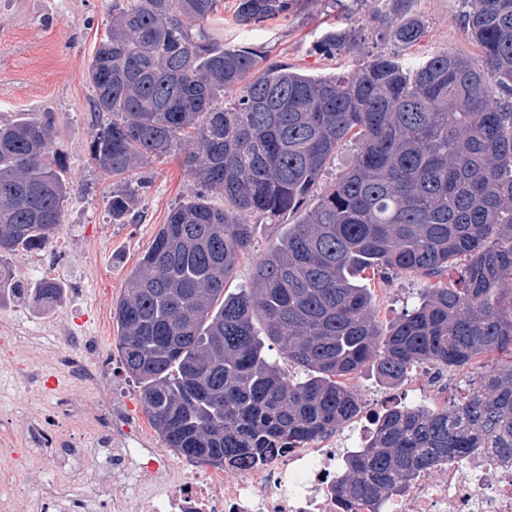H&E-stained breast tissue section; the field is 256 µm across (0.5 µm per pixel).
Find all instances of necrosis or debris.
Here are the masks:
<instances>
[{"label":"necrosis or debris","instance_id":"necrosis-or-debris-1","mask_svg":"<svg viewBox=\"0 0 512 512\" xmlns=\"http://www.w3.org/2000/svg\"><path fill=\"white\" fill-rule=\"evenodd\" d=\"M28 391L52 397L49 433L43 420L0 422V512H374L367 499L336 495L340 464L354 452L341 434L225 475L223 469L170 460L162 449L128 445L124 428H111V403L72 405L69 391L86 385L110 391L109 371L73 347L21 363ZM52 466L57 478L31 476ZM445 477L414 472L407 489L381 512H512V461L476 448L445 464Z\"/></svg>","mask_w":512,"mask_h":512}]
</instances>
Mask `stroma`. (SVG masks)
Listing matches in <instances>:
<instances>
[{
  "label": "stroma",
  "mask_w": 512,
  "mask_h": 512,
  "mask_svg": "<svg viewBox=\"0 0 512 512\" xmlns=\"http://www.w3.org/2000/svg\"><path fill=\"white\" fill-rule=\"evenodd\" d=\"M343 2L339 8L331 0H299L288 18L245 27L234 21L236 0H224V23L212 32L228 46L264 48L268 62H281L310 76L358 70L372 51L396 55L409 70L442 50L468 57L481 53L464 24L465 0H408L409 12L424 23L418 43L401 46L370 37L352 51L324 56L318 44L331 28L361 29L373 12L395 7L394 0ZM111 17L112 0H0V122L51 115L57 129L55 150L69 187L63 224L53 245L20 251L9 259L21 282L47 275L64 285V295L48 311L15 295L1 301L0 337L15 332L42 337L46 353L65 346L70 336L95 337L92 355L112 375V397L124 406L135 447L159 448L163 442L118 357L112 309L160 225L175 206L195 195L197 182L180 151L149 159L125 178L140 186L134 219H113L110 196L125 179L103 173L90 157V142L103 117L94 109V91L86 78ZM300 218V213L289 214L280 225L257 214L245 215V223L252 226L251 246L241 255L229 290L248 287L255 262L277 241L285 224ZM365 283L374 297L377 320L386 329L417 303L427 280L414 274L371 275ZM26 356L25 344L0 345V420L35 416L43 410L26 401L22 381L6 367L9 359ZM348 384L360 402L358 414L349 422L357 430L381 405H416L425 381L414 374L401 385L388 387L367 366Z\"/></svg>",
  "instance_id": "obj_1"
}]
</instances>
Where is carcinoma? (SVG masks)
<instances>
[{
    "instance_id": "cac0c4a2",
    "label": "carcinoma",
    "mask_w": 512,
    "mask_h": 512,
    "mask_svg": "<svg viewBox=\"0 0 512 512\" xmlns=\"http://www.w3.org/2000/svg\"><path fill=\"white\" fill-rule=\"evenodd\" d=\"M396 2L372 16L374 33L412 45L423 23ZM467 4L479 58L440 51L408 72L378 52L355 73L319 78L286 64L253 75L263 51L226 48L207 30L224 0H113L87 70L95 111L111 115L91 159L120 176L178 148L199 185L113 311L116 349L166 447L248 467L356 415L342 379L366 364L396 386L422 362L461 370L490 357L448 408L385 412L338 494L385 502L411 473L483 439L512 459V0ZM294 5L238 0L235 20L286 19ZM361 39L330 30L321 50ZM349 136L360 143L353 166L256 262L249 287L226 291L251 244L242 216L299 209ZM56 137L48 116L0 124V294L18 291L7 257L46 247L63 224ZM136 194L112 190V216L128 217ZM452 265L456 286L425 288L386 331L358 281L368 269L431 277ZM62 294L47 276L27 288L40 308Z\"/></svg>"
}]
</instances>
